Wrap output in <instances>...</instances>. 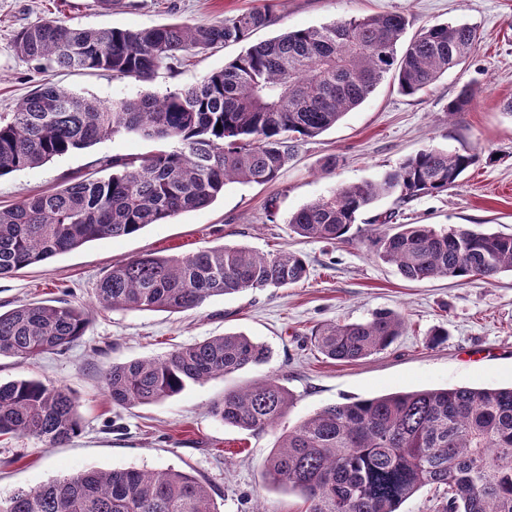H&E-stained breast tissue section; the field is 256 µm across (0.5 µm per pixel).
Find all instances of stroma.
<instances>
[{"mask_svg": "<svg viewBox=\"0 0 512 512\" xmlns=\"http://www.w3.org/2000/svg\"><path fill=\"white\" fill-rule=\"evenodd\" d=\"M265 0H120L103 10L95 0H0V112L48 80L107 104L146 93L191 87L242 52L214 48L178 63L148 82L108 72L39 73L15 51L18 33L58 17L80 28L142 29L171 22L207 24L263 6ZM402 12L410 31L429 23L477 27V49L427 91L405 96L385 79L356 109L321 136L299 143L279 178L257 185L230 183L208 207L182 213L138 234L87 243L12 275L0 276V311L22 303L64 300L92 309L82 339L69 351L21 363L0 358V381L34 378L66 386L81 416V431L54 446L23 436L0 437V497L88 470L172 468L214 486L220 512H301L298 494L269 484L266 458L281 433L325 406L393 392L512 384V274L482 280L409 281L375 254L381 214L401 224L462 226L512 234V0H277L276 24L253 42L285 30L339 19ZM473 97L461 112L448 102L463 86ZM427 147L477 154L448 193L398 206L376 201L352 225L346 242L331 245L292 232L288 219L337 186L380 179ZM135 135L91 147L0 177V206L58 190L70 180L103 177V160L155 151ZM336 167L326 170L328 159ZM245 248L260 254L299 253L305 280L282 288L213 297L183 312L99 310L96 287L113 264L146 253L181 256L204 248ZM380 310L401 314L407 331L382 353L354 362L327 359L310 344L324 323H353ZM228 332L266 345L269 360L230 375L189 385L161 402L113 406L101 383L112 364L158 358L183 345ZM440 340H433V333ZM276 378L293 400L276 428L252 434L225 426L211 413L225 392Z\"/></svg>", "mask_w": 512, "mask_h": 512, "instance_id": "1", "label": "stroma"}]
</instances>
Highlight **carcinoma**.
Listing matches in <instances>:
<instances>
[{
  "mask_svg": "<svg viewBox=\"0 0 512 512\" xmlns=\"http://www.w3.org/2000/svg\"><path fill=\"white\" fill-rule=\"evenodd\" d=\"M275 7L138 30L45 20L24 28L15 50L43 73L104 70L146 82L188 55L248 40L275 24ZM408 24L403 14L381 13L287 30L249 46L198 85L108 105L40 83L14 111L0 113V176L122 134L162 148L112 160L106 178H75L0 209V276L207 207L229 182H272L298 142L336 126L386 78L414 96L479 42L468 23H436L421 27L400 52ZM471 98L472 89L462 87L448 113L464 110ZM475 162L469 152L428 148L379 181L338 186L294 212L288 224L301 237L343 243L358 213L378 198L396 193L406 206L446 193ZM377 255L408 280L490 281L512 273V235L401 224L378 238ZM307 274L305 260L286 250L264 255L220 246L180 257L147 254L113 265L95 301L104 310L181 312L212 297L293 285ZM88 324V313L66 302L20 304L0 313V356L24 362L64 352ZM404 331V318L384 310L364 322L324 324L311 341L325 357L352 362L388 349ZM269 357L267 346L226 333L162 358L114 364L101 379L113 405H149ZM291 400L287 388L268 378L224 393L213 413L259 434L277 425ZM80 424L66 387L26 378L0 383L1 437L28 436L53 447ZM265 479L298 493L304 512H398L427 486L436 491L432 512H512V386L423 389L328 405L279 437ZM0 512L219 510L212 486L190 472L130 467L86 470L19 490L0 498Z\"/></svg>",
  "mask_w": 512,
  "mask_h": 512,
  "instance_id": "carcinoma-1",
  "label": "carcinoma"
}]
</instances>
